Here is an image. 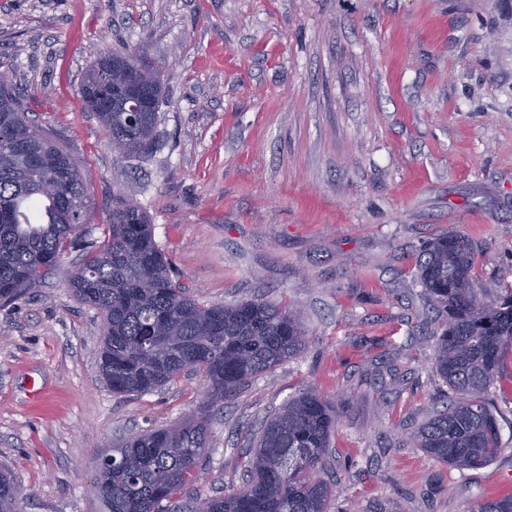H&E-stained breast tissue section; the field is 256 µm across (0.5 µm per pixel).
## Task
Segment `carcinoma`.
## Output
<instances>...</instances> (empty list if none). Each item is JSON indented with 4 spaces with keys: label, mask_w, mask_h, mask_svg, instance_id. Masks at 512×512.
<instances>
[{
    "label": "carcinoma",
    "mask_w": 512,
    "mask_h": 512,
    "mask_svg": "<svg viewBox=\"0 0 512 512\" xmlns=\"http://www.w3.org/2000/svg\"><path fill=\"white\" fill-rule=\"evenodd\" d=\"M125 56L114 52L94 61L79 95L96 113L108 144L120 141L122 153L136 156L156 138L163 70L144 62V90L155 108L129 123L120 112V91L98 79L104 65L119 68ZM46 181L57 183V195L44 194ZM90 211L81 165L27 117L23 101L0 76V304L21 298L65 254L79 251L70 288L101 313L100 369L112 390L141 395L187 371L205 377L195 415L127 437L96 475L101 512H178L177 501L205 477L214 406L302 352L307 330L297 316L262 300L197 303L173 280L142 208L112 196L99 239L83 232ZM474 267V244L457 232L435 238L419 262L417 276L441 318L435 372L448 394L442 409L407 438L451 467L480 470L500 451V425L486 400L512 352V286L482 301L471 287ZM335 426L330 403L315 391L302 393L257 432L242 487L193 504L205 512H327L336 489L320 473ZM0 512H19L17 489L3 469ZM475 512H512V495L485 501Z\"/></svg>",
    "instance_id": "obj_1"
}]
</instances>
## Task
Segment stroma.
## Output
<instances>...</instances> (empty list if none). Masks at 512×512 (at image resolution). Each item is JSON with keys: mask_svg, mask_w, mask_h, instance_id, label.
I'll use <instances>...</instances> for the list:
<instances>
[{"mask_svg": "<svg viewBox=\"0 0 512 512\" xmlns=\"http://www.w3.org/2000/svg\"><path fill=\"white\" fill-rule=\"evenodd\" d=\"M115 51L164 72L143 159L114 153L78 94ZM0 72L84 165L92 237L113 195L134 200L198 303L261 299L308 331L214 414L198 494L239 489L255 430L314 390L336 412L328 512H474L512 495V354L490 389L488 467L404 438L445 388L416 276L426 243L474 241L479 298L512 285V0H0ZM79 262L66 254L0 307V466L22 512H99L102 455L194 414L206 387L188 371L112 392L101 314L68 286Z\"/></svg>", "mask_w": 512, "mask_h": 512, "instance_id": "stroma-1", "label": "stroma"}]
</instances>
